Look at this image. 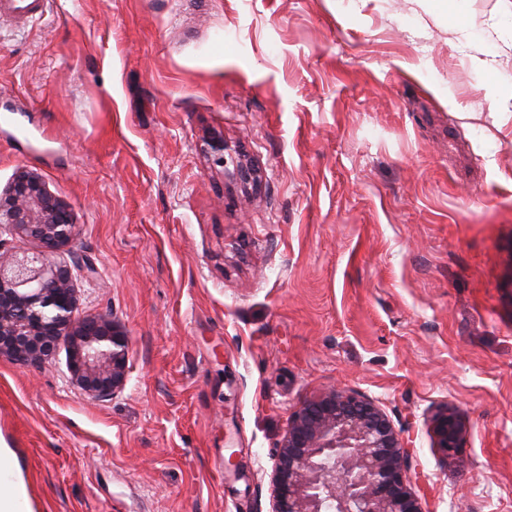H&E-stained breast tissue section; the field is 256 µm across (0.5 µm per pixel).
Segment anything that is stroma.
<instances>
[{
    "instance_id": "stroma-1",
    "label": "stroma",
    "mask_w": 512,
    "mask_h": 512,
    "mask_svg": "<svg viewBox=\"0 0 512 512\" xmlns=\"http://www.w3.org/2000/svg\"><path fill=\"white\" fill-rule=\"evenodd\" d=\"M22 169L96 270L79 316L130 341L103 401L65 352L0 360L30 512H271L288 415L334 386L430 512H512V0H51L0 18V191ZM433 437L436 448L440 449L447 461L456 456L459 448L464 447L467 440V430L455 410L447 407L435 416Z\"/></svg>"
}]
</instances>
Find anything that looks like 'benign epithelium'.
<instances>
[{"label": "benign epithelium", "instance_id": "benign-epithelium-1", "mask_svg": "<svg viewBox=\"0 0 512 512\" xmlns=\"http://www.w3.org/2000/svg\"><path fill=\"white\" fill-rule=\"evenodd\" d=\"M5 235L13 246L5 247ZM76 236L70 208L39 175L21 171L0 192V358L39 365L63 345L71 383L102 400L125 385L128 339L105 316H76L73 281L95 269L54 260ZM433 437L447 460L464 447L467 430L455 410L435 416ZM409 457L375 401L325 390L288 417L272 512H426L407 476Z\"/></svg>", "mask_w": 512, "mask_h": 512}]
</instances>
